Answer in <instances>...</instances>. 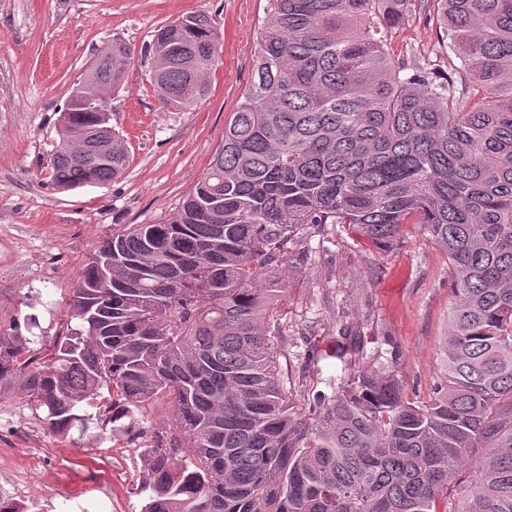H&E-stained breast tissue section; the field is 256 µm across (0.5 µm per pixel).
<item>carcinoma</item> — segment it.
<instances>
[{
  "label": "carcinoma",
  "mask_w": 512,
  "mask_h": 512,
  "mask_svg": "<svg viewBox=\"0 0 512 512\" xmlns=\"http://www.w3.org/2000/svg\"><path fill=\"white\" fill-rule=\"evenodd\" d=\"M418 2L461 81L395 54ZM130 55L100 52L86 93L120 87ZM143 56L163 107L190 110L220 57L216 26L190 13ZM103 108L71 92L53 186L128 167ZM327 224L386 253L417 224L447 257L427 400L377 360L290 403L271 324L289 245ZM66 308L79 328L48 357L0 336V388L18 386L63 438L104 389L122 418L167 402L172 434L143 450L142 512H442L452 483L454 512H512V0H268L207 172L169 219L102 242Z\"/></svg>",
  "instance_id": "carcinoma-1"
}]
</instances>
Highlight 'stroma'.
Returning a JSON list of instances; mask_svg holds the SVG:
<instances>
[{"label":"stroma","instance_id":"obj_1","mask_svg":"<svg viewBox=\"0 0 512 512\" xmlns=\"http://www.w3.org/2000/svg\"><path fill=\"white\" fill-rule=\"evenodd\" d=\"M267 0H0V334L34 352L77 328L65 305L102 241L131 224L171 217L206 173L224 126L252 77ZM191 12L212 16L221 57L210 93L193 111L164 109L141 57L161 27ZM132 50L126 80L106 101L130 162L116 182L61 190L49 181L61 112L100 50ZM438 77L448 58L425 13L393 37ZM280 304L274 343L292 390L333 393L344 375L347 335L363 336V359L393 365L409 398L425 399L442 363L451 300L448 260L417 230L378 253L338 224L313 230ZM68 437L53 433L21 391L0 392V480L21 485L54 512H141V452L169 429L167 404L113 421L110 408L81 410Z\"/></svg>","mask_w":512,"mask_h":512}]
</instances>
